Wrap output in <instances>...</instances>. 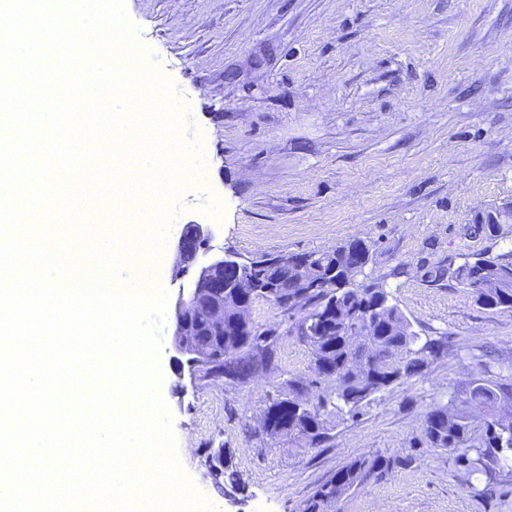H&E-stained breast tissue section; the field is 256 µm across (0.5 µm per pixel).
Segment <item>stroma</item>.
Returning <instances> with one entry per match:
<instances>
[{
    "instance_id": "obj_1",
    "label": "stroma",
    "mask_w": 512,
    "mask_h": 512,
    "mask_svg": "<svg viewBox=\"0 0 512 512\" xmlns=\"http://www.w3.org/2000/svg\"><path fill=\"white\" fill-rule=\"evenodd\" d=\"M162 73L203 134V185L179 221L210 225L215 250L242 259L370 248L364 283L421 337L447 351L334 414L316 448L259 429L292 379L311 376L296 333L245 385L191 374L172 347L179 284L165 250L170 305L157 363L176 459L217 512H302L362 456L375 471L328 512H512V455L494 471H456L428 447V413L478 377L512 388V308L477 304L429 270L482 253L512 261V224L469 238L468 224L512 206V0H124ZM224 463L245 486L224 496Z\"/></svg>"
}]
</instances>
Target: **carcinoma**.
Segmentation results:
<instances>
[{
	"label": "carcinoma",
	"instance_id": "carcinoma-1",
	"mask_svg": "<svg viewBox=\"0 0 512 512\" xmlns=\"http://www.w3.org/2000/svg\"><path fill=\"white\" fill-rule=\"evenodd\" d=\"M369 248L363 241H350L330 251H312L288 256L266 255L246 262L254 275L266 274L269 291L258 298L278 307L297 299L298 309L290 317L297 336L310 350L313 378L288 383L286 396L299 398L327 382L319 371L336 374L334 389L307 400L296 426L282 431L272 427L271 438L288 436L315 447L327 437L326 416L360 413L382 389L419 374L428 358L443 351V339L421 341L412 323L389 293L375 286H358L355 278L364 273ZM448 278L471 290L475 300L488 309L512 308V262L467 255L458 265L448 263ZM377 344L373 355H364L361 336ZM281 336L280 326L261 327L248 322L242 327L224 329L223 359L213 366V374L244 385L274 363ZM485 408L477 421L456 404L430 411L425 420L424 437L432 448L448 451L458 471H471L481 464L488 469L499 463L500 455L512 453V420L498 417L497 406L511 401L512 394L494 382L475 379L466 394ZM388 466L380 456L356 460L341 470L316 495L302 512H321L322 505L338 499L357 486L367 473Z\"/></svg>",
	"mask_w": 512,
	"mask_h": 512
}]
</instances>
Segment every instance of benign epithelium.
<instances>
[{
    "instance_id": "7a95c632",
    "label": "benign epithelium",
    "mask_w": 512,
    "mask_h": 512,
    "mask_svg": "<svg viewBox=\"0 0 512 512\" xmlns=\"http://www.w3.org/2000/svg\"><path fill=\"white\" fill-rule=\"evenodd\" d=\"M212 231L207 224H186L174 245V279L182 281L175 303L173 348L186 358L193 372H205L217 354L200 347L192 312L203 309L215 336L224 335V294L231 290L238 323H243L250 300L258 292L257 282L243 271V261L234 254L215 253L210 245Z\"/></svg>"
}]
</instances>
